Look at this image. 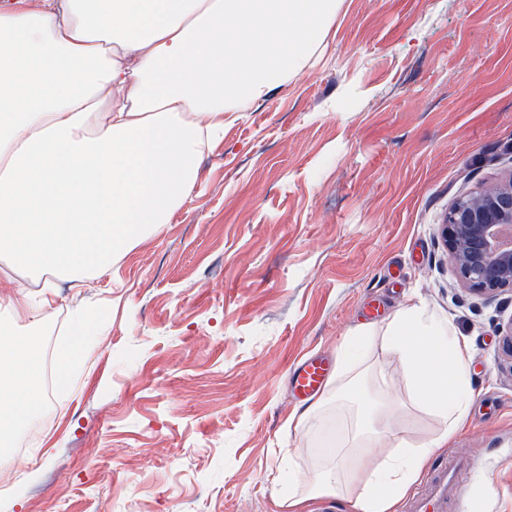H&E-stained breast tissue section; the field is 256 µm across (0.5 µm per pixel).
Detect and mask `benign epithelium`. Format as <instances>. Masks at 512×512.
Wrapping results in <instances>:
<instances>
[{
	"label": "benign epithelium",
	"instance_id": "benign-epithelium-1",
	"mask_svg": "<svg viewBox=\"0 0 512 512\" xmlns=\"http://www.w3.org/2000/svg\"><path fill=\"white\" fill-rule=\"evenodd\" d=\"M438 237L463 289L484 299L512 293V177L458 198Z\"/></svg>",
	"mask_w": 512,
	"mask_h": 512
}]
</instances>
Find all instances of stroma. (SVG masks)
I'll return each instance as SVG.
<instances>
[{"instance_id":"35a3bbf8","label":"stroma","mask_w":512,"mask_h":512,"mask_svg":"<svg viewBox=\"0 0 512 512\" xmlns=\"http://www.w3.org/2000/svg\"><path fill=\"white\" fill-rule=\"evenodd\" d=\"M512 177V0H340L303 70L224 126L195 196L112 268L61 282L37 339L103 308L67 389L0 449V512H275L288 471L336 461L354 407L306 432L291 369L420 302L471 348L467 512H512V295L462 289L438 239L460 196ZM373 394L403 364L366 354Z\"/></svg>"}]
</instances>
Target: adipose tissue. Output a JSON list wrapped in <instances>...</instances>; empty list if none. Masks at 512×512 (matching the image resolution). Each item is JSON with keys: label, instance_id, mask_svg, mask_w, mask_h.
Returning a JSON list of instances; mask_svg holds the SVG:
<instances>
[{"label": "adipose tissue", "instance_id": "obj_1", "mask_svg": "<svg viewBox=\"0 0 512 512\" xmlns=\"http://www.w3.org/2000/svg\"><path fill=\"white\" fill-rule=\"evenodd\" d=\"M338 0H12L0 8V259L32 277L102 273L163 234L194 195L226 116L264 99L307 63ZM49 299L0 288V316L45 322ZM100 314L73 311L58 349L62 378L91 353ZM381 344L404 365L408 400L373 405L358 370ZM469 350L424 305L384 328L353 330L337 349L330 392L355 404V462L288 474L280 512L317 494L359 490L357 512H394L433 454L465 425ZM42 357L30 334L0 330V435L42 411ZM438 429L409 442L408 404Z\"/></svg>", "mask_w": 512, "mask_h": 512}]
</instances>
